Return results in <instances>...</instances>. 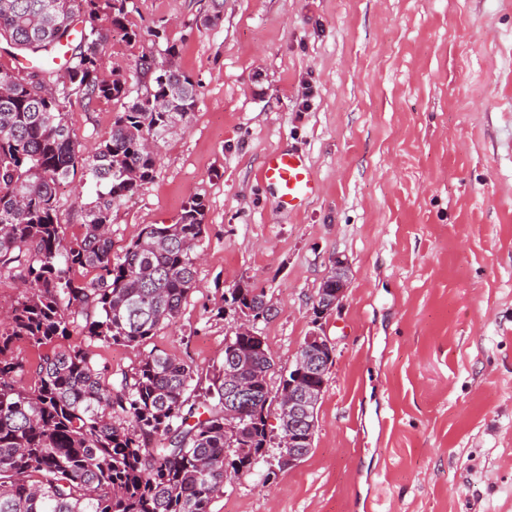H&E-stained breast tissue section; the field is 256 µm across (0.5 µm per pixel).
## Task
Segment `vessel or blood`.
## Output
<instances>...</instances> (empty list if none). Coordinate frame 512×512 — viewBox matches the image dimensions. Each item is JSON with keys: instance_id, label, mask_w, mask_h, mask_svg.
Wrapping results in <instances>:
<instances>
[{"instance_id": "b4317fda", "label": "vessel or blood", "mask_w": 512, "mask_h": 512, "mask_svg": "<svg viewBox=\"0 0 512 512\" xmlns=\"http://www.w3.org/2000/svg\"><path fill=\"white\" fill-rule=\"evenodd\" d=\"M259 178L275 191L280 207L291 212L301 210L318 191V183L306 157L294 150L269 153Z\"/></svg>"}]
</instances>
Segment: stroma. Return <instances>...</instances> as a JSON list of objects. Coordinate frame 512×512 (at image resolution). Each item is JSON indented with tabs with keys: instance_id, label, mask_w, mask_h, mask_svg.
I'll list each match as a JSON object with an SVG mask.
<instances>
[{
	"instance_id": "obj_1",
	"label": "stroma",
	"mask_w": 512,
	"mask_h": 512,
	"mask_svg": "<svg viewBox=\"0 0 512 512\" xmlns=\"http://www.w3.org/2000/svg\"><path fill=\"white\" fill-rule=\"evenodd\" d=\"M133 3L141 38L108 39L103 72L133 75L164 19L198 103L113 207V254L206 205L198 289L152 346L208 380L235 325L216 309L252 284L277 389L332 258L350 268L310 454L229 477L211 512H512V0ZM116 110L70 109L84 150ZM288 148L320 185L298 213L257 179Z\"/></svg>"
}]
</instances>
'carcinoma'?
Listing matches in <instances>:
<instances>
[{"mask_svg": "<svg viewBox=\"0 0 512 512\" xmlns=\"http://www.w3.org/2000/svg\"><path fill=\"white\" fill-rule=\"evenodd\" d=\"M129 14L130 0H0V45L41 60L24 71L0 65V279L20 287L0 317V512H210L228 470L249 472L272 448L275 361L255 336L236 333L224 345L200 398L195 366L159 349L113 373L63 344L79 332L144 348L198 288L200 197L175 223L145 225L112 255V207L152 181L159 144L198 102L173 45L142 52L132 82L101 73L109 33L139 41ZM103 99L120 110L87 155L68 109ZM77 176L92 180L96 198L73 202L83 222L70 232L57 219V189ZM224 304L217 314L270 312L265 289L249 283L229 289ZM18 341L52 349L26 363L13 352ZM25 374L32 384L20 388ZM324 376L291 370L279 389L295 381L319 389Z\"/></svg>", "mask_w": 512, "mask_h": 512, "instance_id": "1", "label": "carcinoma"}]
</instances>
